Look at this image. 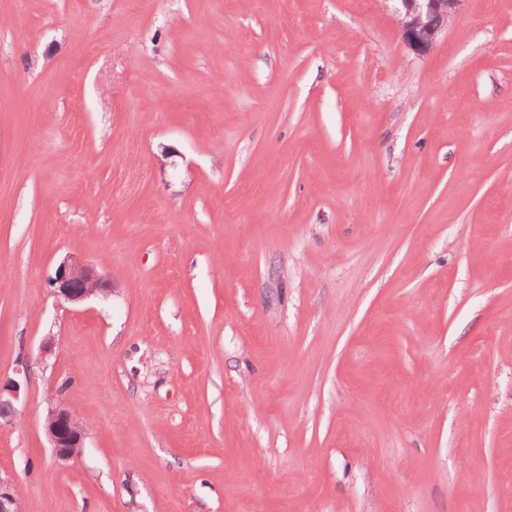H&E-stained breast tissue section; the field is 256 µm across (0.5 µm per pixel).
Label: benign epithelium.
I'll return each mask as SVG.
<instances>
[{
	"mask_svg": "<svg viewBox=\"0 0 512 512\" xmlns=\"http://www.w3.org/2000/svg\"><path fill=\"white\" fill-rule=\"evenodd\" d=\"M391 3L398 16L401 37L417 54L427 53L437 37L448 27V20L464 0H383ZM52 294L58 301L78 304L112 293L111 281L88 263L67 257L57 266L51 280ZM19 378L0 384V421H9L16 412L15 401L21 388L28 384V369ZM44 430L55 458L68 462L81 453L86 436L85 425L63 401L52 406L44 420ZM0 512H21L16 487L11 479L0 475Z\"/></svg>",
	"mask_w": 512,
	"mask_h": 512,
	"instance_id": "1",
	"label": "benign epithelium"
}]
</instances>
